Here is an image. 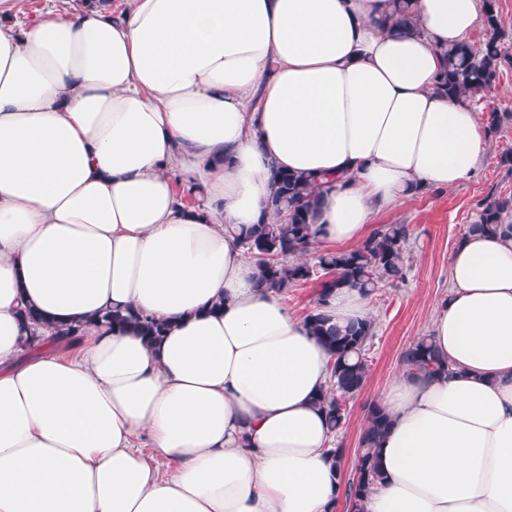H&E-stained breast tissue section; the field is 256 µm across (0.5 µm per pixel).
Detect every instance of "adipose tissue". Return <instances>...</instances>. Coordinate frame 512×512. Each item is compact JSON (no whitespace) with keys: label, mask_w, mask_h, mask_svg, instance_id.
I'll list each match as a JSON object with an SVG mask.
<instances>
[{"label":"adipose tissue","mask_w":512,"mask_h":512,"mask_svg":"<svg viewBox=\"0 0 512 512\" xmlns=\"http://www.w3.org/2000/svg\"><path fill=\"white\" fill-rule=\"evenodd\" d=\"M22 3L0 0V512H335L331 356L230 231L271 220L276 170L317 177L322 245L472 176L488 137L435 85L478 0H414L416 34L388 0H131L18 27ZM448 278L430 334L454 372L379 398L365 512H512V235H464ZM125 309L166 333L104 318ZM320 311L369 317L354 288Z\"/></svg>","instance_id":"obj_1"}]
</instances>
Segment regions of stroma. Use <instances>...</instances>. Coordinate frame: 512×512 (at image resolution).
I'll use <instances>...</instances> for the list:
<instances>
[{
	"label": "stroma",
	"mask_w": 512,
	"mask_h": 512,
	"mask_svg": "<svg viewBox=\"0 0 512 512\" xmlns=\"http://www.w3.org/2000/svg\"><path fill=\"white\" fill-rule=\"evenodd\" d=\"M510 148L512 120L490 139L475 174L464 183L446 191L422 192L377 216L380 225H408V277L368 300L375 332L366 348L368 378L361 393L348 402L347 423L337 438L345 450V476L353 474L367 406L401 373L403 349L415 337L429 333L436 304L448 296L452 252L467 225L474 222L478 201L491 192L512 195V174L499 165L501 153Z\"/></svg>",
	"instance_id": "obj_1"
}]
</instances>
